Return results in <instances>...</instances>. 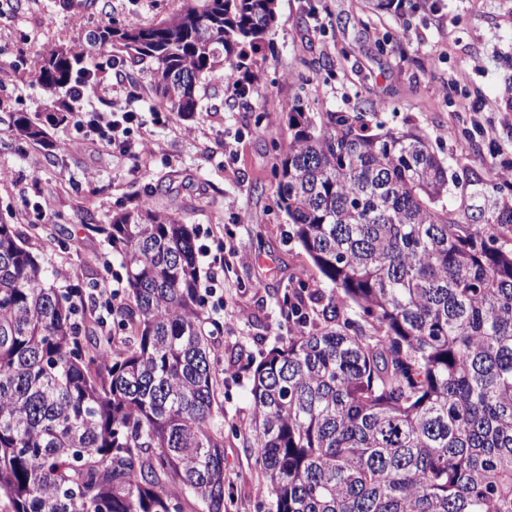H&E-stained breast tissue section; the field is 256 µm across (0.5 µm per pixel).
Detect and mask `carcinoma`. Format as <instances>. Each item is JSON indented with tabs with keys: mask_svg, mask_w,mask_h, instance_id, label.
<instances>
[{
	"mask_svg": "<svg viewBox=\"0 0 512 512\" xmlns=\"http://www.w3.org/2000/svg\"><path fill=\"white\" fill-rule=\"evenodd\" d=\"M275 0H188L90 41L150 70L164 110L198 111L201 80L251 97ZM59 47L38 62L54 94L87 70ZM16 136L44 131L17 116ZM277 207L331 293L284 296L302 323L251 362L257 449L272 512H512V197L460 220L448 168L418 129L291 107ZM90 230L126 270L112 322L0 223V500L10 512H225L220 324L205 314L194 225L148 203ZM179 478L178 487L169 488Z\"/></svg>",
	"mask_w": 512,
	"mask_h": 512,
	"instance_id": "cac0c4a2",
	"label": "carcinoma"
}]
</instances>
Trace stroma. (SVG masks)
Segmentation results:
<instances>
[{"mask_svg": "<svg viewBox=\"0 0 512 512\" xmlns=\"http://www.w3.org/2000/svg\"><path fill=\"white\" fill-rule=\"evenodd\" d=\"M277 0L278 23L256 57L261 98L228 104L221 80L200 83L202 110L190 118L155 122L150 76L124 65L129 108L149 130L152 155L134 162L84 140L71 121L49 119L66 93L51 96L34 81L40 55L59 45L88 46L104 23H149L180 9L182 0H0V222L27 226L39 205L58 239L41 242L48 269L66 267L94 286L121 281L124 271L92 224L108 223L131 198L155 204L195 225L197 244L220 227L231 249L223 307L207 316L223 329L213 338L219 359L218 398L224 406L227 512H269L259 491L257 451L243 431L253 406L249 360H260L291 333L283 297L318 273L291 238L276 205L273 157L287 146V113L359 115L369 126L415 127L432 141L456 180L448 207L460 212L505 195L497 169L512 166V0ZM473 66L460 68L462 59ZM41 122L43 142L17 150L13 120ZM100 176L96 187L85 172ZM80 239L60 248L59 240Z\"/></svg>", "mask_w": 512, "mask_h": 512, "instance_id": "stroma-1", "label": "stroma"}]
</instances>
